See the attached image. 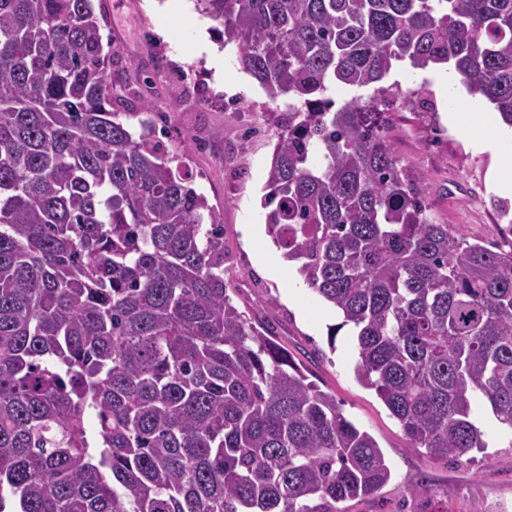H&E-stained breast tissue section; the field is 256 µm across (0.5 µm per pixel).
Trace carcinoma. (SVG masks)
<instances>
[{
	"mask_svg": "<svg viewBox=\"0 0 512 512\" xmlns=\"http://www.w3.org/2000/svg\"><path fill=\"white\" fill-rule=\"evenodd\" d=\"M271 103L268 235L355 329L411 448L512 435V244L426 215L394 82L451 65L512 128V0H194ZM92 0H0V512H336L391 471L224 281V225L151 126L118 120ZM96 428L88 429V415Z\"/></svg>",
	"mask_w": 512,
	"mask_h": 512,
	"instance_id": "carcinoma-1",
	"label": "carcinoma"
}]
</instances>
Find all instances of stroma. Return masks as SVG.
<instances>
[{"label":"stroma","instance_id":"1","mask_svg":"<svg viewBox=\"0 0 512 512\" xmlns=\"http://www.w3.org/2000/svg\"><path fill=\"white\" fill-rule=\"evenodd\" d=\"M104 14L109 72L128 101L120 117L133 131L142 122L165 127V151L186 154L194 185L224 226V279L240 310L274 323L277 339L323 390L335 394L344 415L377 441L391 469L389 482L338 512H512V444L496 427L484 399L477 420L487 446L456 459L410 447L373 389L356 376L351 327L303 282L266 231L265 182L276 133L288 109L271 105L244 73L210 19L193 0H92ZM389 81L418 91L420 106L384 105L394 121L392 143L400 163L424 189L430 220L485 246L504 244L508 220L488 184L490 154L473 150L467 133L442 125L444 112H484L459 76L443 68L394 67ZM420 491L411 494L410 482Z\"/></svg>","mask_w":512,"mask_h":512}]
</instances>
